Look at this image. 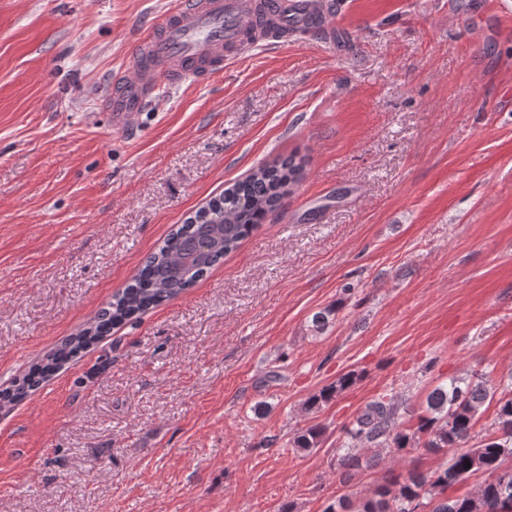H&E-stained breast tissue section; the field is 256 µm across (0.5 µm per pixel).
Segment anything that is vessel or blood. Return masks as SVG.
I'll use <instances>...</instances> for the list:
<instances>
[{
	"mask_svg": "<svg viewBox=\"0 0 512 512\" xmlns=\"http://www.w3.org/2000/svg\"><path fill=\"white\" fill-rule=\"evenodd\" d=\"M333 14L331 0H176L161 27L139 34L135 68L114 82L106 102L114 128L131 127L163 83L203 80L226 59L300 35L334 38Z\"/></svg>",
	"mask_w": 512,
	"mask_h": 512,
	"instance_id": "b4317fda",
	"label": "vessel or blood"
}]
</instances>
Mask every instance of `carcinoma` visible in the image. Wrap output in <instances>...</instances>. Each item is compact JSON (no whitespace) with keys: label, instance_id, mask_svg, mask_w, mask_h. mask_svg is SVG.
Here are the masks:
<instances>
[{"label":"carcinoma","instance_id":"carcinoma-1","mask_svg":"<svg viewBox=\"0 0 512 512\" xmlns=\"http://www.w3.org/2000/svg\"><path fill=\"white\" fill-rule=\"evenodd\" d=\"M301 169L294 155L265 162L208 205V210L224 216L222 223L209 224L196 216L169 233L158 250L139 266L132 281L112 295V301L88 327L64 339L22 378L0 390V406L27 397L113 325L133 321L192 287L225 255L236 250L267 213L282 206ZM356 381L355 373H346L310 396L304 402L305 410L319 409ZM487 401L497 406V433L467 448L465 444L472 438L477 417ZM399 411L400 405L392 397L384 396L367 405L347 430V444L339 449L338 466L343 476L349 479L374 464V457L364 451L369 445L377 452L397 453L417 446L434 453L445 448H457L459 452L431 472L412 471L376 486L356 507L340 499L326 512H417L421 507L430 508V512H512V375L499 390L481 379H449L428 394L426 407L413 429L401 428ZM322 434L321 427L312 426L296 437L295 447L315 448ZM478 472L486 478L474 494L460 498L446 495L448 488Z\"/></svg>","mask_w":512,"mask_h":512}]
</instances>
